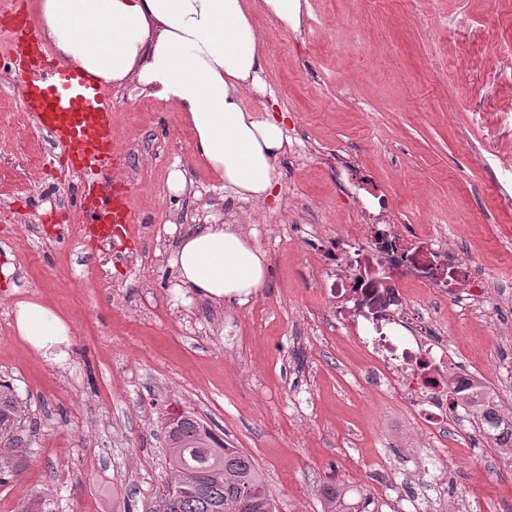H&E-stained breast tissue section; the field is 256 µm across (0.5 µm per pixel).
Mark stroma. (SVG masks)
Returning a JSON list of instances; mask_svg holds the SVG:
<instances>
[{"label": "stroma", "mask_w": 512, "mask_h": 512, "mask_svg": "<svg viewBox=\"0 0 512 512\" xmlns=\"http://www.w3.org/2000/svg\"><path fill=\"white\" fill-rule=\"evenodd\" d=\"M304 29L255 14L265 94L244 103L303 129L315 147L345 146L367 166L407 224L448 234L512 293V0H436L421 21L409 0H309ZM12 19L0 13V379L35 420L27 465L0 483V512H157L168 474L163 425L189 412L259 465L279 512H363L375 458L387 493L435 498L433 470L410 453L417 424L398 392L365 374L372 358L337 329L309 242L291 232L299 204L321 209L335 240L352 204L324 164L280 160L276 197L243 230L267 254V278L245 304L184 293L170 259L190 230L228 221L236 199L197 160L170 105L111 90L125 149L118 171L142 218L134 239L86 238L77 184L24 110L9 69ZM191 192L168 190L173 169ZM37 301L72 328L64 362L44 359L16 331L18 303ZM459 367L512 357L480 313L435 305ZM477 454L450 487L512 512L499 453Z\"/></svg>", "instance_id": "35a3bbf8"}]
</instances>
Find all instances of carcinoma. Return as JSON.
Returning <instances> with one entry per match:
<instances>
[{"label": "carcinoma", "mask_w": 512, "mask_h": 512, "mask_svg": "<svg viewBox=\"0 0 512 512\" xmlns=\"http://www.w3.org/2000/svg\"><path fill=\"white\" fill-rule=\"evenodd\" d=\"M489 395L466 406L480 422L484 436L499 448L512 444V420L492 411ZM26 412L14 387L0 381V481L23 467ZM169 465L167 484L174 492L161 500L159 512H278L253 458L228 448L195 415L183 412L164 426Z\"/></svg>", "instance_id": "carcinoma-1"}]
</instances>
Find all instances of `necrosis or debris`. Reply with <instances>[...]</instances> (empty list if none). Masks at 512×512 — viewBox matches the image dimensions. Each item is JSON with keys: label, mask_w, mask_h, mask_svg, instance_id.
I'll use <instances>...</instances> for the list:
<instances>
[{"label": "necrosis or debris", "mask_w": 512, "mask_h": 512, "mask_svg": "<svg viewBox=\"0 0 512 512\" xmlns=\"http://www.w3.org/2000/svg\"><path fill=\"white\" fill-rule=\"evenodd\" d=\"M334 177L357 208L356 223L317 258L336 321L374 357L377 384L399 391L423 428L442 431L453 399L474 395L480 383L449 358L447 344L431 341L436 319L416 292L471 310L489 297L491 278L445 237L407 233L400 213L369 192V171L340 159Z\"/></svg>", "instance_id": "obj_1"}]
</instances>
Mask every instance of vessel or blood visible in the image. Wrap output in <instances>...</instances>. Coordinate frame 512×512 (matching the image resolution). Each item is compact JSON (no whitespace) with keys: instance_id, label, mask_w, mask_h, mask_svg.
I'll list each match as a JSON object with an SVG mask.
<instances>
[{"instance_id":"vessel-or-blood-1","label":"vessel or blood","mask_w":512,"mask_h":512,"mask_svg":"<svg viewBox=\"0 0 512 512\" xmlns=\"http://www.w3.org/2000/svg\"><path fill=\"white\" fill-rule=\"evenodd\" d=\"M7 11L16 19L10 64L24 79V109L81 177L77 206L85 236L102 242L133 239L132 195L109 178L123 155L112 132L111 98L88 73L47 58L23 0H10Z\"/></svg>"}]
</instances>
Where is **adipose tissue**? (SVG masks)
Wrapping results in <instances>:
<instances>
[{
	"mask_svg": "<svg viewBox=\"0 0 512 512\" xmlns=\"http://www.w3.org/2000/svg\"><path fill=\"white\" fill-rule=\"evenodd\" d=\"M38 21L63 62L112 89L135 85L171 103L193 134L197 157L244 200L267 201L288 139L276 118L246 108L261 92L259 36L244 0H39ZM186 293L248 302L268 261L234 224L183 235L172 260ZM16 327L34 351L63 361L71 325L39 302L18 303Z\"/></svg>",
	"mask_w": 512,
	"mask_h": 512,
	"instance_id": "obj_1",
	"label": "adipose tissue"
}]
</instances>
